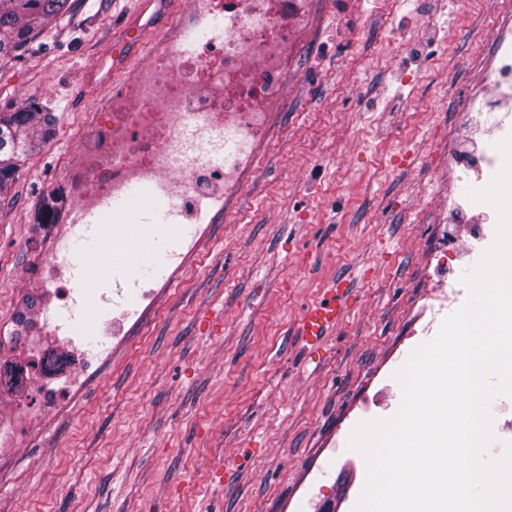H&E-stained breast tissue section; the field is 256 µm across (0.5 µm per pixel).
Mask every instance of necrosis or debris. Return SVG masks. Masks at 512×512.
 <instances>
[{"instance_id":"necrosis-or-debris-1","label":"necrosis or debris","mask_w":512,"mask_h":512,"mask_svg":"<svg viewBox=\"0 0 512 512\" xmlns=\"http://www.w3.org/2000/svg\"><path fill=\"white\" fill-rule=\"evenodd\" d=\"M310 0H189L193 23L224 21V40L202 45L186 57L180 40L165 38L159 51L119 83L99 112L86 113L84 131H70L73 152L60 166L69 207L54 226L53 241L40 248L27 277L53 295L38 309L18 344L41 352L55 370H31L34 405L0 411V455L21 446L35 412L80 387L98 365L96 353L69 334L70 312L93 297L90 288L62 284L66 251L82 219L102 210L107 197L138 186L166 203L189 230L169 253L171 261L196 247V221L238 195L247 171L256 169L257 146L268 141L287 96L289 69L309 27ZM476 87L454 133L476 145L449 155L444 179L463 177L478 187L475 173L499 163L496 145L512 134V5L503 4L485 27L476 29Z\"/></svg>"}]
</instances>
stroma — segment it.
I'll use <instances>...</instances> for the list:
<instances>
[{
    "label": "stroma",
    "mask_w": 512,
    "mask_h": 512,
    "mask_svg": "<svg viewBox=\"0 0 512 512\" xmlns=\"http://www.w3.org/2000/svg\"><path fill=\"white\" fill-rule=\"evenodd\" d=\"M496 0H362L319 29L300 55L269 145L237 209L213 225L162 313L79 399L45 425L36 448L0 463V512H353L366 464L349 449L361 421L394 415L393 373L439 332L443 282L474 266L428 254L447 151L472 78L469 21ZM129 0H75L17 56L0 60V106L29 99L54 113L0 206V323L43 299L25 270L51 239L35 214L57 189L67 130L98 111L110 86L93 70ZM130 219L98 226L100 249H74L107 305L77 307L94 339L119 321L135 281L164 271L177 219L129 199ZM352 288L345 318L316 353L297 334L305 306L335 281Z\"/></svg>",
    "instance_id": "obj_1"
}]
</instances>
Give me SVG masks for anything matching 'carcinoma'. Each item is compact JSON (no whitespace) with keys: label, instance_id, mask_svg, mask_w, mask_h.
Masks as SVG:
<instances>
[{"label":"carcinoma","instance_id":"obj_1","mask_svg":"<svg viewBox=\"0 0 512 512\" xmlns=\"http://www.w3.org/2000/svg\"><path fill=\"white\" fill-rule=\"evenodd\" d=\"M74 0H0V59L27 44L68 14ZM53 118L31 100L0 109V198L6 196L36 142L51 133Z\"/></svg>","mask_w":512,"mask_h":512}]
</instances>
